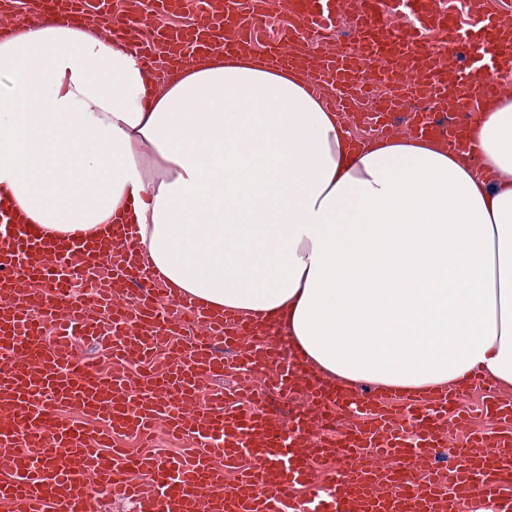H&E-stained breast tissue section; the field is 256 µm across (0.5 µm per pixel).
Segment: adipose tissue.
<instances>
[{
	"mask_svg": "<svg viewBox=\"0 0 512 512\" xmlns=\"http://www.w3.org/2000/svg\"><path fill=\"white\" fill-rule=\"evenodd\" d=\"M0 77V189L47 235L138 225L172 292L274 319L329 382L512 385V100L486 102L467 155L355 145L254 51L152 93L125 44L32 23L0 40Z\"/></svg>",
	"mask_w": 512,
	"mask_h": 512,
	"instance_id": "1",
	"label": "adipose tissue"
}]
</instances>
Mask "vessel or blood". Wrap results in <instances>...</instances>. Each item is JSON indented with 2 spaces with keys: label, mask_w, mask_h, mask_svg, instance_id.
<instances>
[{
  "label": "vessel or blood",
  "mask_w": 512,
  "mask_h": 512,
  "mask_svg": "<svg viewBox=\"0 0 512 512\" xmlns=\"http://www.w3.org/2000/svg\"><path fill=\"white\" fill-rule=\"evenodd\" d=\"M392 0H206L195 22L171 36L148 13L187 10L191 0H0V30L37 21L80 20L132 41L144 68L168 72L201 55L252 47L267 15L289 24L269 46L267 63L306 72L312 95L340 121L392 135L396 119L409 133L440 138L458 150L460 117L501 95L512 71V26L490 0H473V23L457 26L437 0H405L421 23L448 36L451 62L436 44L391 29ZM350 13L353 40L332 52L307 53V31ZM138 227L116 221L108 238L64 240L26 223L0 199V512H104L128 501L135 512H466L487 499L512 512V398L476 374L425 401L398 391L346 392L284 357L261 317L204 312L183 295L162 310L167 288L141 259ZM97 339L102 361L74 349ZM261 377L265 390H304L310 405L285 420L246 383L209 387L224 372ZM481 392V410L499 422L475 431L459 408ZM79 408L85 422L60 417ZM193 440L184 454H131L116 434L148 439L157 422ZM464 430L447 466L437 460L448 426ZM333 461L313 484L311 461ZM237 473L224 483L225 470ZM138 472L144 483L130 482ZM316 485L300 496L299 488Z\"/></svg>",
  "instance_id": "1"
}]
</instances>
